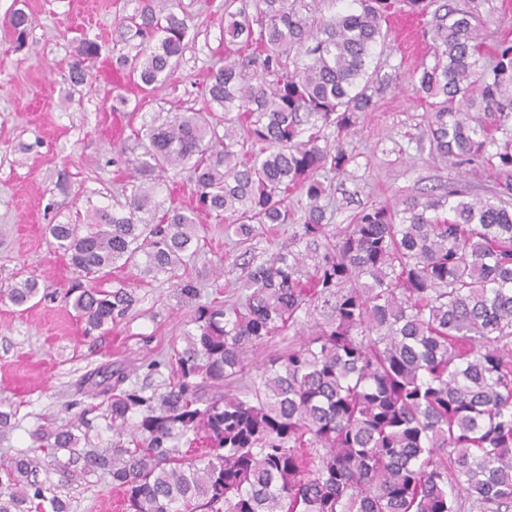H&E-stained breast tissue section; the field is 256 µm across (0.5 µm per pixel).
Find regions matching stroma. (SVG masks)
<instances>
[{
  "mask_svg": "<svg viewBox=\"0 0 512 512\" xmlns=\"http://www.w3.org/2000/svg\"><path fill=\"white\" fill-rule=\"evenodd\" d=\"M190 18L188 43L164 87H131L126 71L112 72L119 56H135L138 40L121 37L122 23L138 0H0V287L32 276L41 301L25 310L0 299V373L24 384V391L0 384V409L13 412L12 429L0 431V459L35 446V431L47 424L64 427L87 406L90 372L126 369L127 387L163 393L165 366L184 344L197 306L236 300L235 286L245 257L263 260L291 246L294 228L281 225L252 241L234 244L224 223L203 218L197 234L203 251L179 268V279L193 282L186 297L167 277H141L117 269L111 277L129 282L137 302L105 333L84 335L67 297L75 272L46 231L50 224L74 222L76 215L130 194L134 179L125 147L141 126L175 113L201 110L209 67L224 59V0H177ZM476 10L487 54L512 43V0H446ZM24 9L34 24L29 45L15 50L8 21ZM407 34L392 27L375 53L387 77L373 110L360 113L345 141L352 157L347 174L326 181L329 231L351 223L374 204L400 205L405 199L461 181L476 193L495 186V163L456 165L433 157L421 133L429 107L412 92L422 63L430 62L431 15L417 16ZM102 47L101 68L87 83L72 85L69 64L78 39ZM124 105H117V96ZM177 278V279H178ZM70 512H126L122 493L101 473L81 464L67 473L50 472Z\"/></svg>",
  "mask_w": 512,
  "mask_h": 512,
  "instance_id": "obj_1",
  "label": "stroma"
}]
</instances>
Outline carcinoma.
I'll use <instances>...</instances> for the list:
<instances>
[{"instance_id":"carcinoma-1","label":"carcinoma","mask_w":512,"mask_h":512,"mask_svg":"<svg viewBox=\"0 0 512 512\" xmlns=\"http://www.w3.org/2000/svg\"><path fill=\"white\" fill-rule=\"evenodd\" d=\"M352 2L334 15L313 16L300 0L229 13L224 45L253 52L209 70L204 92L224 110V132L196 111L148 126L131 195L84 224L48 226L75 270L103 277L119 261L174 277L201 254V214L224 217L242 243L265 224H296L304 248L244 263L243 302L197 307L160 396L123 387L121 368L90 385L86 396L100 400L91 409L103 408L118 437L110 447L85 451L72 427L44 426L41 454L1 460L0 512H67L40 475L80 459L124 492L129 512H462L467 502L512 512V46L486 64L476 13L443 4L433 63L421 64L414 86L429 101L423 136L432 150L458 164L496 158L505 180L483 197L458 183L400 209L373 205L331 235L323 178L347 171L343 139L374 106L384 24L397 9L431 6ZM31 27L26 12L12 13L16 50ZM126 29L143 45L132 71L145 87L164 84L186 46V17L170 10L160 19L147 4ZM99 55L96 41L82 39L71 82H87ZM184 169L198 207L163 208L155 187ZM292 192L300 216L288 206ZM71 291L87 333L136 302L121 281H75ZM39 293L28 276L0 297L22 307ZM316 304L327 310L324 325L259 364L244 394L203 396L204 386L247 374L248 355ZM134 414L135 435L123 443ZM201 437L213 443L207 454H180L181 439Z\"/></svg>"}]
</instances>
